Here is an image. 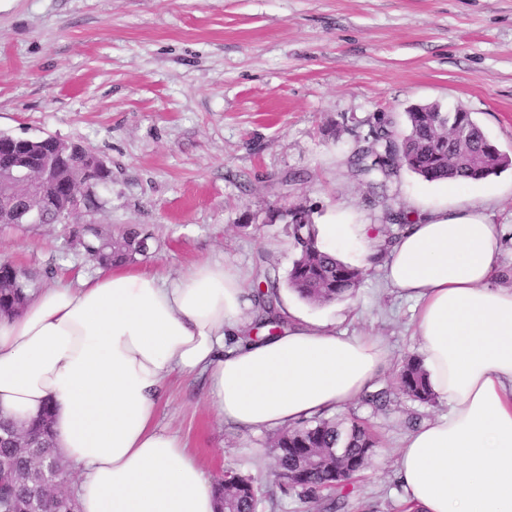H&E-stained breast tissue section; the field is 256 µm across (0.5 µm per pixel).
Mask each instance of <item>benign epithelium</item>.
I'll return each mask as SVG.
<instances>
[{"mask_svg":"<svg viewBox=\"0 0 512 512\" xmlns=\"http://www.w3.org/2000/svg\"><path fill=\"white\" fill-rule=\"evenodd\" d=\"M104 167L106 164L100 157L75 141L56 147L47 157L35 158L28 140L0 138V186L11 187L9 193L0 195V203L24 202L26 223L33 224L41 216L45 189L56 184L61 173L68 172L71 178L64 183V206L60 214L71 222L82 214L81 173L87 168Z\"/></svg>","mask_w":512,"mask_h":512,"instance_id":"obj_1","label":"benign epithelium"}]
</instances>
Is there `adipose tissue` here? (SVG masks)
<instances>
[{
	"label": "adipose tissue",
	"instance_id": "ef3b65f1",
	"mask_svg": "<svg viewBox=\"0 0 512 512\" xmlns=\"http://www.w3.org/2000/svg\"><path fill=\"white\" fill-rule=\"evenodd\" d=\"M485 202L413 217L384 262L388 288L416 303L415 333L448 413L410 432L397 480L409 512H512V286ZM255 284L230 261L177 276L115 265L30 292L0 316V416L52 411L55 445L78 469L79 512H217L214 484L156 408L176 375L205 377L226 423L294 427L354 402L386 369L379 338L285 310L251 340Z\"/></svg>",
	"mask_w": 512,
	"mask_h": 512
}]
</instances>
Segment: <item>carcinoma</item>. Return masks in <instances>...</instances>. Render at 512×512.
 Returning a JSON list of instances; mask_svg holds the SVG:
<instances>
[{
	"mask_svg": "<svg viewBox=\"0 0 512 512\" xmlns=\"http://www.w3.org/2000/svg\"><path fill=\"white\" fill-rule=\"evenodd\" d=\"M407 132L396 138L382 126L372 140L357 146L349 157L354 176L375 188L401 171H410L429 182H476L512 164L490 140L471 113L406 112ZM112 180L109 171L93 170L84 184L86 207L96 203L95 190ZM287 233L295 251L288 272V285L313 305H325L355 294L365 269L343 262L321 250L311 212L305 209L287 222ZM151 235L128 226L116 235L103 234L89 225H76L70 244L83 248L101 267L149 257L144 241ZM31 278L22 268L0 263V316L15 313L24 305ZM259 310L254 330L269 334L287 325L278 312L279 282L266 274L263 286L255 288ZM394 390L413 402H435L421 361L407 355L397 372ZM364 404L381 410L389 402V392L376 390L361 397ZM14 423L0 417V512H29L33 497L41 496L46 512H78L76 500L67 490L49 494L43 484L41 462L56 459L50 413L44 412L24 425L21 441L4 438ZM276 475L288 488L309 501L324 490L345 497L353 476L363 470L377 453L379 439L364 421L320 418L300 426L280 430L270 437ZM220 512H257L261 501L258 480L226 472L225 483L215 487Z\"/></svg>",
	"mask_w": 512,
	"mask_h": 512,
	"instance_id": "cac0c4a2",
	"label": "carcinoma"
}]
</instances>
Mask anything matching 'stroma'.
<instances>
[{
	"instance_id": "1",
	"label": "stroma",
	"mask_w": 512,
	"mask_h": 512,
	"mask_svg": "<svg viewBox=\"0 0 512 512\" xmlns=\"http://www.w3.org/2000/svg\"><path fill=\"white\" fill-rule=\"evenodd\" d=\"M430 102L470 112L512 153V0H0V133L79 140L105 161L112 180L84 222L152 233V257L134 263L144 271L174 276L227 258L276 275L298 314L391 347L382 388L405 354L420 353L413 301L385 288L378 258L353 299L305 302L285 283V224L269 216L299 204L314 223L350 225L336 250L357 266L361 226L399 231L386 206L416 215L471 196L502 225L499 267L512 270V166L462 187L405 171L370 189L351 173L356 146ZM69 231L0 224V262L40 288L95 274L84 250L68 249ZM447 411L406 400L337 409L367 420L380 449L348 496H326L319 512H405L396 470L406 420ZM156 422L214 482L229 470L261 478L258 512H308L274 475L270 431L226 424L202 377H173Z\"/></svg>"
}]
</instances>
